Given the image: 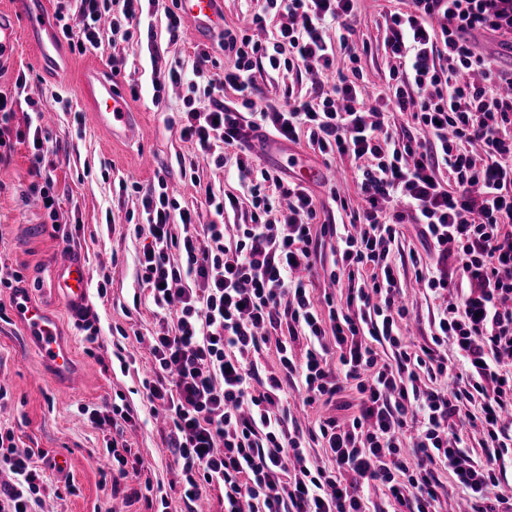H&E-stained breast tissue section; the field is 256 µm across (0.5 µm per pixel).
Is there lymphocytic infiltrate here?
Segmentation results:
<instances>
[{
    "label": "lymphocytic infiltrate",
    "instance_id": "lymphocytic-infiltrate-1",
    "mask_svg": "<svg viewBox=\"0 0 512 512\" xmlns=\"http://www.w3.org/2000/svg\"><path fill=\"white\" fill-rule=\"evenodd\" d=\"M356 2L262 0L252 22L262 28L279 19L275 35L262 42L225 27L220 82L204 44L195 46L191 66L153 67L154 104L170 89L184 92V110L166 123L193 148L187 163L200 203L181 204L161 174L134 188L150 237L138 259L140 285L155 313L175 320L150 342L146 398L173 424L168 450L188 503L212 488L224 512H368L375 495L408 512H440L441 466L469 512H512V496L499 491L512 465V371L502 367L512 358V72L469 40L489 32L512 48V0H408L409 11L390 16L391 82L377 105L367 106L364 87L342 73L301 98L255 101L257 61L309 75L335 71L340 58L357 64ZM159 12L170 41H178L184 18L160 0H57L54 15L69 48L84 54L108 33L135 43ZM227 90L240 107L225 105ZM390 112L409 116L413 132L396 138ZM259 129L289 143L307 140L327 159L354 160L361 205L349 230L316 225L303 182L254 171L243 146ZM203 163L218 172L235 167L252 223H220L239 199L202 185L196 171ZM203 206L215 221L198 224ZM408 218L448 263L437 277L421 257L411 258L418 283L450 295L426 345L403 334L409 310L389 258ZM317 232L339 238L329 278L353 282L343 304L329 295L316 303L301 278L313 266ZM270 344L279 368L263 373L257 356ZM380 344L393 362L380 359ZM452 352L461 369L449 366ZM293 377L308 406L357 393L351 418L318 421L329 465H311L283 400V382ZM444 377L450 386L441 385ZM90 420L111 427L112 477L126 478L130 407L94 409ZM457 424L478 429L484 463L462 448ZM2 467L12 479L0 482V512H34L44 472L31 454L18 453L10 431L0 433Z\"/></svg>",
    "mask_w": 512,
    "mask_h": 512
}]
</instances>
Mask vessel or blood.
I'll return each instance as SVG.
<instances>
[{
    "mask_svg": "<svg viewBox=\"0 0 512 512\" xmlns=\"http://www.w3.org/2000/svg\"><path fill=\"white\" fill-rule=\"evenodd\" d=\"M179 11L192 24L197 39H206L224 24L223 0H178ZM26 29L41 60H52L59 51V32L49 19L46 0H14L12 10L0 11V53L14 44L19 29ZM83 89L96 122L113 136L132 137L135 118L127 96L115 79L100 70H88ZM56 287L72 315H79L88 304L89 275L84 258L70 256L53 260ZM14 315L23 329L31 351L54 378L72 377L75 370L71 347L63 339L57 319L35 302L32 290L21 285L14 290Z\"/></svg>",
    "mask_w": 512,
    "mask_h": 512,
    "instance_id": "b4317fda",
    "label": "vessel or blood"
}]
</instances>
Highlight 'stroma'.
Masks as SVG:
<instances>
[{"instance_id": "1", "label": "stroma", "mask_w": 512, "mask_h": 512, "mask_svg": "<svg viewBox=\"0 0 512 512\" xmlns=\"http://www.w3.org/2000/svg\"><path fill=\"white\" fill-rule=\"evenodd\" d=\"M401 0H359L352 24L357 42L366 44L358 68L370 97H377L389 81L390 63L384 51L386 18L399 10ZM196 41L184 32L170 41L164 16H157L152 36H141L138 46L128 48L120 37L104 36L100 47L90 53L65 52L58 70L41 69L26 36L16 43L0 66V89L13 90L18 75H25L28 88L37 97L44 113L50 114L47 128L52 141L48 160L54 180L51 193L59 202V221L72 233L74 245L63 243L55 233L41 201L29 192L33 180L31 149L23 135L28 116L16 112L12 132L20 133L10 153L0 156V276L13 286L29 285L37 301L57 315L61 331L71 343L76 358L78 381L70 385L53 380L38 359L30 353L13 319L11 288L0 287V386L7 395L0 400V428L12 430L19 452L60 454L67 470L46 468V485L38 512H111L121 504L123 512H224L218 491H203L193 507L181 498V475L171 464L167 451L170 431L162 419L152 417L143 394L142 379L149 373L151 359L146 339L164 328L159 316L136 303L138 256L147 236L141 222V198L134 190L119 191L117 179L143 185L156 173H165L170 186L183 197L191 189L183 181L179 161L189 155L191 146L181 140L178 129L168 127L166 117L181 111L183 102L177 91H170L162 107L152 103L151 57L160 62L181 60L191 64ZM128 58L123 76L125 86L138 87L140 95L131 105L139 118L133 142L112 140L98 129L86 113L80 92V74L93 62L108 63L110 57ZM256 87L268 101L280 100L285 91L307 95L312 80L307 75L286 69L274 70L256 64ZM83 113L75 123V113ZM338 180L342 197L333 202L328 184L314 183L310 189L319 207L318 221L342 225L360 199L350 180L348 159L329 162ZM202 182L212 183L215 191L237 195L240 205L227 210L228 224L249 223L250 199L236 176L214 174L200 165ZM391 247L393 268L403 284V300L414 318L411 327L417 344L428 343L439 318L443 299L417 285L412 255L430 260L429 248L419 225L404 223ZM84 257L91 283L106 281V295L91 293L89 304L99 318L100 346L91 349L83 332L63 305L58 291L51 289L53 256ZM124 399L133 410L124 437L143 459L142 467L129 471L119 485L105 480L108 428L91 424L87 407H98ZM161 485L166 502L147 503L134 498V490L145 484Z\"/></svg>"}]
</instances>
